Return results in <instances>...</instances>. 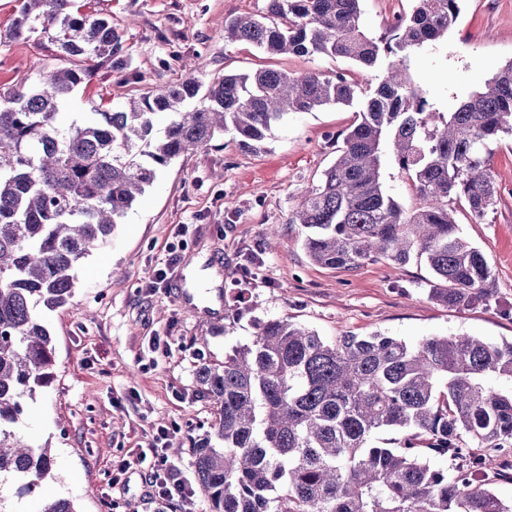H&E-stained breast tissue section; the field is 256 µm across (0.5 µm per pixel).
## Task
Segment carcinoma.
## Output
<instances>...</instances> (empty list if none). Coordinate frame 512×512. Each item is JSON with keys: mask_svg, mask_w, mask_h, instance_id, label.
Masks as SVG:
<instances>
[{"mask_svg": "<svg viewBox=\"0 0 512 512\" xmlns=\"http://www.w3.org/2000/svg\"><path fill=\"white\" fill-rule=\"evenodd\" d=\"M360 2L266 0L225 22L224 37L269 55L378 69L373 89L340 72L275 69L205 87L199 60L121 110L100 103L65 123L60 108L100 63L133 78L130 59L89 0H20L9 36L40 34L70 66L41 67L34 83L0 93V483L33 493L55 465L48 445L10 428L52 377L40 308L69 301L81 260L111 239L158 170L226 132L255 149L291 113L358 105L336 161L302 190L291 217L306 229L308 255L346 269L414 255L433 274L432 299L456 309L487 302L492 268L453 212L465 205L477 221L496 206L489 157L512 136V60L443 111L417 85L412 59L455 25L462 0H414L377 37L363 28ZM387 155L417 207L404 208L387 186ZM196 383L217 407L211 432L191 448L211 512H512L488 477L494 454L512 447V341L458 334L412 345L374 332L327 342L270 319L224 364L200 365ZM382 431L399 434L395 446L375 445ZM429 451L455 469L431 466ZM42 512L79 510L58 497Z\"/></svg>", "mask_w": 512, "mask_h": 512, "instance_id": "1", "label": "carcinoma"}]
</instances>
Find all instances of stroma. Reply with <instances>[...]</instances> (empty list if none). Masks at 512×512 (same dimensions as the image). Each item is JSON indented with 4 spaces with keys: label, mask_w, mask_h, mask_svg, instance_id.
<instances>
[{
    "label": "stroma",
    "mask_w": 512,
    "mask_h": 512,
    "mask_svg": "<svg viewBox=\"0 0 512 512\" xmlns=\"http://www.w3.org/2000/svg\"><path fill=\"white\" fill-rule=\"evenodd\" d=\"M265 0H96L121 35L136 79L124 82L98 67L77 89L64 115L87 112L92 100L113 108L176 83L180 60L202 56L203 82L227 73L281 69L293 74L341 71L365 87L379 71L324 55L269 56L224 38L226 20L261 10ZM17 0H0V91L35 80L38 68L64 67L55 46L35 35L7 32ZM169 67H161V60ZM512 60V0H462L456 24L435 49L416 53L414 65L428 97L449 106L479 88ZM355 119L349 107L326 106L289 114L256 150L224 135L207 151L179 157L161 169L119 224L108 247L94 250L77 270L64 306L41 309L52 336L54 378L25 402L15 430L34 444H49L56 463L39 492L1 493L14 512H38L49 496L73 498L80 512H180L159 498L137 455L158 428L182 442L169 461L193 474L192 440L208 431L215 408L195 381L200 363L222 364L250 343L259 323L288 319L327 341L380 331L415 343L428 336L469 334L512 339V138L490 157L498 202L477 222L459 211L462 234L481 247L494 273L491 302L449 308L429 296L425 263L403 266L367 261L354 269L311 261L305 230L290 218L303 188L316 184L336 158L340 134ZM276 229L275 249L266 248ZM176 257L173 277L152 274ZM246 287L248 302L232 297ZM170 351L154 349L156 339Z\"/></svg>",
    "instance_id": "35a3bbf8"
}]
</instances>
